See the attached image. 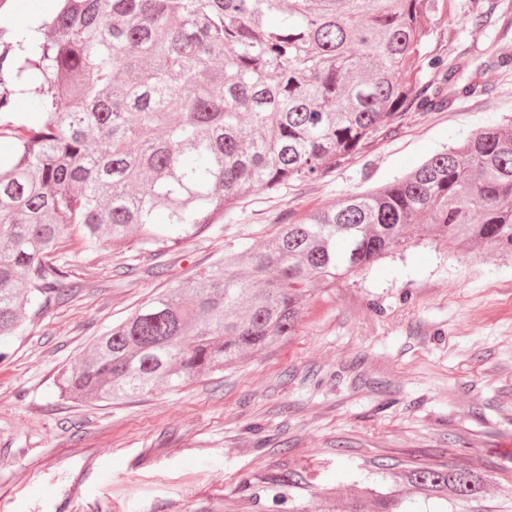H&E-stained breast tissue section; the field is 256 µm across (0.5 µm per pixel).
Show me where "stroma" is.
<instances>
[{
    "mask_svg": "<svg viewBox=\"0 0 512 512\" xmlns=\"http://www.w3.org/2000/svg\"><path fill=\"white\" fill-rule=\"evenodd\" d=\"M505 2L453 0L439 42L483 95L406 113L322 179L245 193L221 229L162 260L64 235L81 291L0 344V512H269L265 478L288 468L307 477L290 497L309 512L324 489L379 482L383 463L478 467L487 493L462 512H512V258L486 249L412 239L315 294L294 336L175 390L81 403L54 385L96 335L187 275L511 125L512 67L494 64L512 43Z\"/></svg>",
    "mask_w": 512,
    "mask_h": 512,
    "instance_id": "obj_1",
    "label": "stroma"
}]
</instances>
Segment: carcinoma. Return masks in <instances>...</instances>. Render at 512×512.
<instances>
[{
  "instance_id": "carcinoma-1",
  "label": "carcinoma",
  "mask_w": 512,
  "mask_h": 512,
  "mask_svg": "<svg viewBox=\"0 0 512 512\" xmlns=\"http://www.w3.org/2000/svg\"><path fill=\"white\" fill-rule=\"evenodd\" d=\"M447 13L449 0H64L31 48L0 41V139L14 146L0 156V342L78 287L57 256L70 227L89 250L158 259L215 230L242 194L318 179L403 114L444 108L458 67L431 44ZM414 233L512 255L511 128H481L148 298L59 370V397L173 390L239 363ZM381 470L380 488L354 482L318 512L486 493L472 467ZM269 483L291 490L303 475Z\"/></svg>"
}]
</instances>
